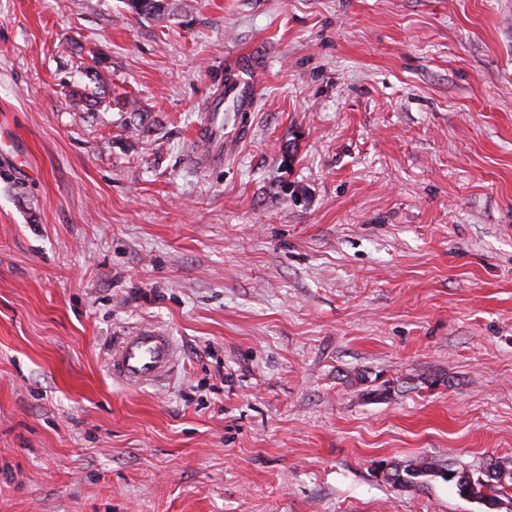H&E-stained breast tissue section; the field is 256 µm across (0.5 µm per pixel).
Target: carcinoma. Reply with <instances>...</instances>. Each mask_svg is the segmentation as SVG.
I'll return each instance as SVG.
<instances>
[{
    "instance_id": "cac0c4a2",
    "label": "carcinoma",
    "mask_w": 512,
    "mask_h": 512,
    "mask_svg": "<svg viewBox=\"0 0 512 512\" xmlns=\"http://www.w3.org/2000/svg\"><path fill=\"white\" fill-rule=\"evenodd\" d=\"M124 9L139 19L159 20L173 12L170 0H121ZM495 467L497 478L486 481L484 474L478 475L465 468H455L444 460L420 457L400 463L388 464L384 481L401 488H409L424 483L429 478H440L451 484L461 498L475 500L492 510L502 498L512 491V465L491 458L486 463Z\"/></svg>"
}]
</instances>
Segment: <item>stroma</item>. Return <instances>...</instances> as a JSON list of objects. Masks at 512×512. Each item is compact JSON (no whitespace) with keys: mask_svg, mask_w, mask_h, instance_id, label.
Returning <instances> with one entry per match:
<instances>
[{"mask_svg":"<svg viewBox=\"0 0 512 512\" xmlns=\"http://www.w3.org/2000/svg\"><path fill=\"white\" fill-rule=\"evenodd\" d=\"M185 2L0 0V512H485L379 466L512 460V0ZM124 9L139 19L159 20L169 17L173 9L170 0H120ZM229 74H231V79L226 85V98H230L244 110L251 109L255 103L256 90L260 80L258 70L249 66H241L230 71L226 77ZM238 106L236 109L233 108V110L242 112ZM173 361L170 336L144 329L124 336L112 350V373L130 385L150 383L165 377Z\"/></svg>","mask_w":512,"mask_h":512,"instance_id":"35a3bbf8","label":"stroma"}]
</instances>
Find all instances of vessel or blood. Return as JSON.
<instances>
[{
	"mask_svg": "<svg viewBox=\"0 0 512 512\" xmlns=\"http://www.w3.org/2000/svg\"><path fill=\"white\" fill-rule=\"evenodd\" d=\"M260 75L250 67L232 70L226 96L242 109L255 103ZM174 347L169 336L144 329L123 337L112 351V372L131 385L150 383L165 377L172 368Z\"/></svg>",
	"mask_w": 512,
	"mask_h": 512,
	"instance_id": "b4317fda",
	"label": "vessel or blood"
}]
</instances>
